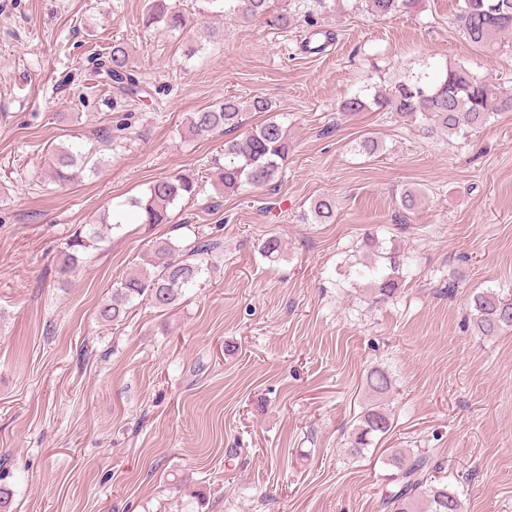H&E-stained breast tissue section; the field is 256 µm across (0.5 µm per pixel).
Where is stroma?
Returning <instances> with one entry per match:
<instances>
[{"instance_id":"obj_1","label":"stroma","mask_w":512,"mask_h":512,"mask_svg":"<svg viewBox=\"0 0 512 512\" xmlns=\"http://www.w3.org/2000/svg\"><path fill=\"white\" fill-rule=\"evenodd\" d=\"M148 0H0V455L13 512H383L390 449L429 454L466 512H512V329L478 335L468 296L512 298V112L467 138L386 109L347 113L366 88L461 64L512 89V34L494 50L460 33L457 0L373 16L328 0L334 39L201 14L145 29ZM121 40L147 92L116 101L90 60ZM272 101L289 129L278 179L224 193L223 132L188 131L227 96ZM382 143L368 155L365 137ZM97 145L98 173L57 186L48 153ZM201 191L168 224L128 220L68 281L60 250L161 178ZM422 192L402 211L403 189ZM329 196L336 221L311 224ZM408 256L399 296L373 304L356 274L365 233ZM223 238L210 276L177 305H99L156 242ZM279 237L284 255L260 245ZM391 374V431L346 448L371 368Z\"/></svg>"}]
</instances>
